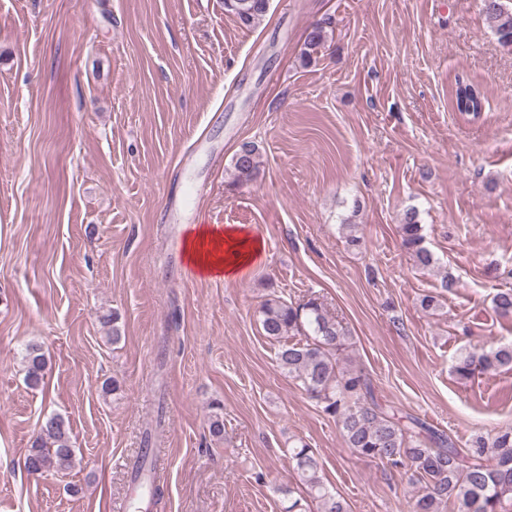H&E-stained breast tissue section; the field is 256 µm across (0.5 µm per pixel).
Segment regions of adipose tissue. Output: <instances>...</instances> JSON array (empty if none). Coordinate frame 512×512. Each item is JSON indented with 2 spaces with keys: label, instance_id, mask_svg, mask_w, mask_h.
I'll return each mask as SVG.
<instances>
[{
  "label": "adipose tissue",
  "instance_id": "1",
  "mask_svg": "<svg viewBox=\"0 0 512 512\" xmlns=\"http://www.w3.org/2000/svg\"><path fill=\"white\" fill-rule=\"evenodd\" d=\"M183 253L188 264L207 277L233 279L262 259L264 245L239 227L219 230L195 224L184 237Z\"/></svg>",
  "mask_w": 512,
  "mask_h": 512
}]
</instances>
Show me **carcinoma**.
Segmentation results:
<instances>
[{"mask_svg":"<svg viewBox=\"0 0 512 512\" xmlns=\"http://www.w3.org/2000/svg\"><path fill=\"white\" fill-rule=\"evenodd\" d=\"M482 2L499 42L512 48V5L508 0ZM267 5L268 0H224L225 11L244 26L257 24ZM324 42L325 27L313 26L304 43V60H311ZM484 101L478 86L456 79L454 111L475 118L484 109ZM233 168L238 180H252L259 171L258 148L251 142L242 143ZM399 235L403 248L420 267L435 264L433 254L424 246L423 226L415 210L403 214ZM493 303L500 314L512 315V289L499 290ZM259 316L264 335L281 343L277 352L280 369L300 382L309 398L336 419L347 447L391 469L413 470L420 484L413 512H439L447 503L457 507V512H498L502 498L512 495V428L480 436L461 451L445 433L379 401L371 379L348 363L352 347L348 327L329 315L319 298L292 303L271 294L261 303ZM24 360L27 383L39 387L48 365L41 347L27 346ZM506 367H512V343L489 350L473 345L461 351L453 372L460 379H469L478 369ZM290 459L299 482L318 500L320 512H349L348 503L321 480L318 460L308 444L292 447ZM160 461L158 449H140L133 482L147 479ZM74 463L68 425L59 415L48 416L25 457L26 472L64 471Z\"/></svg>","mask_w":512,"mask_h":512,"instance_id":"cac0c4a2","label":"carcinoma"}]
</instances>
